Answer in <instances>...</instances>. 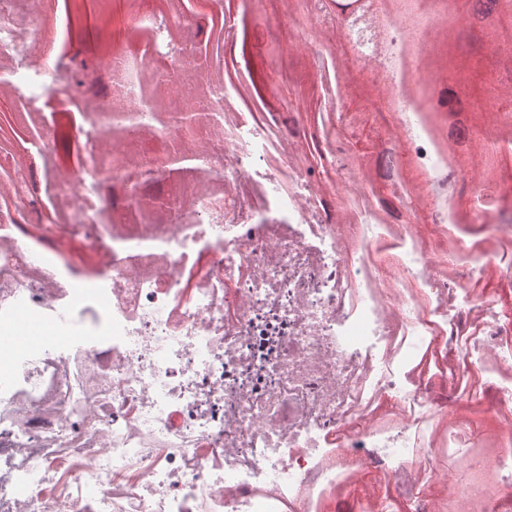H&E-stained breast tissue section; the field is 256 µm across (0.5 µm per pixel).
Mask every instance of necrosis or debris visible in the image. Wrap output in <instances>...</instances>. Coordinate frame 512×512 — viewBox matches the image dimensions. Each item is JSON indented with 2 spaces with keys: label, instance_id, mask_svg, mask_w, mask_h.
I'll use <instances>...</instances> for the list:
<instances>
[{
  "label": "necrosis or debris",
  "instance_id": "4bbe7bcc",
  "mask_svg": "<svg viewBox=\"0 0 512 512\" xmlns=\"http://www.w3.org/2000/svg\"><path fill=\"white\" fill-rule=\"evenodd\" d=\"M74 1L0 10V512H512V172L479 209L454 178L512 157V124L445 108L422 51L465 70L493 41L512 74V15L319 34L318 0H128L91 31ZM312 35L314 68L386 81L273 107L281 45ZM75 52L103 63L72 79ZM50 84L75 111H48ZM460 125L477 137L449 151ZM477 448L491 483L460 467Z\"/></svg>",
  "mask_w": 512,
  "mask_h": 512
}]
</instances>
